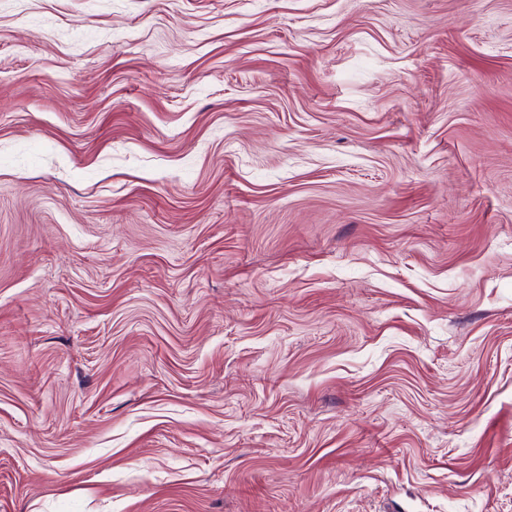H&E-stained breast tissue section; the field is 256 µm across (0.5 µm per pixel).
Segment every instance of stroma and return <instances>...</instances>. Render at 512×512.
Returning a JSON list of instances; mask_svg holds the SVG:
<instances>
[{
    "instance_id": "obj_1",
    "label": "stroma",
    "mask_w": 512,
    "mask_h": 512,
    "mask_svg": "<svg viewBox=\"0 0 512 512\" xmlns=\"http://www.w3.org/2000/svg\"><path fill=\"white\" fill-rule=\"evenodd\" d=\"M0 512H512V0H0Z\"/></svg>"
}]
</instances>
